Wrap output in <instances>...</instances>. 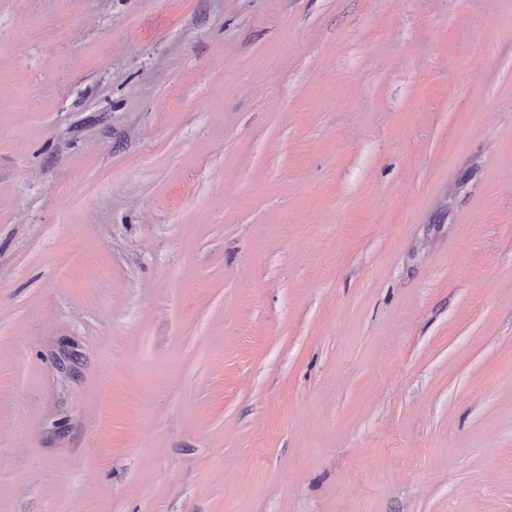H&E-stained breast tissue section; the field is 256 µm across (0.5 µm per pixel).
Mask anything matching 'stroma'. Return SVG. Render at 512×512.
Segmentation results:
<instances>
[{
	"instance_id": "35a3bbf8",
	"label": "stroma",
	"mask_w": 512,
	"mask_h": 512,
	"mask_svg": "<svg viewBox=\"0 0 512 512\" xmlns=\"http://www.w3.org/2000/svg\"><path fill=\"white\" fill-rule=\"evenodd\" d=\"M0 512H512V0H0Z\"/></svg>"
}]
</instances>
